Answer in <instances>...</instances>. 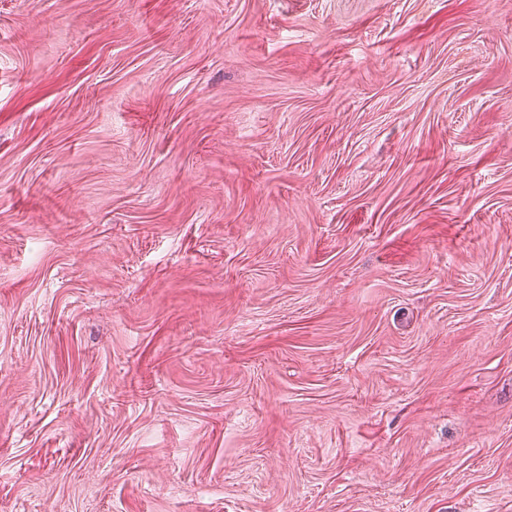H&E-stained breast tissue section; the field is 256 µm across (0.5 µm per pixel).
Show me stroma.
Masks as SVG:
<instances>
[{
  "label": "stroma",
  "mask_w": 512,
  "mask_h": 512,
  "mask_svg": "<svg viewBox=\"0 0 512 512\" xmlns=\"http://www.w3.org/2000/svg\"><path fill=\"white\" fill-rule=\"evenodd\" d=\"M0 512H512V0H0Z\"/></svg>",
  "instance_id": "stroma-1"
}]
</instances>
